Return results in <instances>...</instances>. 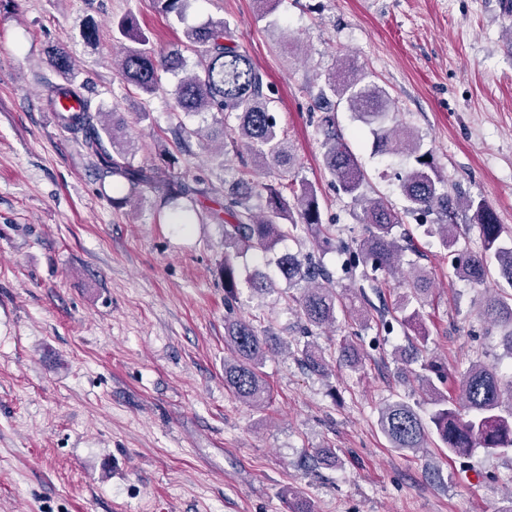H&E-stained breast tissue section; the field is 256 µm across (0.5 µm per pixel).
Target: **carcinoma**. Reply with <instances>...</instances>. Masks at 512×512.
<instances>
[{"instance_id":"cac0c4a2","label":"carcinoma","mask_w":512,"mask_h":512,"mask_svg":"<svg viewBox=\"0 0 512 512\" xmlns=\"http://www.w3.org/2000/svg\"><path fill=\"white\" fill-rule=\"evenodd\" d=\"M159 11L185 24L182 46L194 55L189 63L181 51L158 57L148 47L149 38L140 29L136 17L128 12L112 27V42L119 52L112 58L115 70L125 87L151 96L159 89V70H180L182 77L173 90L176 108L187 114H219L221 120L235 119L225 127L222 153L233 151L239 158L240 174L235 189L224 194V206L210 213L215 224L224 225V261L217 269L224 283V300L229 316L224 323L225 340L233 358L224 360V387L245 404L261 409L271 399L269 386L262 377V366L271 350L268 340L260 337L252 323L234 316L242 285L258 294L275 291V285L264 273L245 263L249 255L273 253L276 245L294 239L301 232L314 235L324 252L335 251L345 256L342 270L354 279L358 266L377 276L392 277L400 272L405 251L412 240L404 228L402 217L382 199L371 198L365 191V176L355 155L342 142L336 129L332 96L345 101L362 123L370 126L373 149L378 154H397L413 159L414 165L398 175L399 188L409 203L406 213L420 219H430L439 228L444 249L455 256L457 275L481 286L497 275L505 286L485 296L481 316L503 331L508 351L512 353V235L506 231L495 211L484 201H469L479 224L482 250L457 249V225L448 223L454 216L456 203L438 173L430 151L410 130L400 132L389 123L396 120L391 111L387 92L376 85L345 75L336 79L331 73L319 97L326 101L319 127L323 136V165L337 180L339 189L351 203L361 208L364 224L360 237L350 241L336 235L331 224L323 222L315 188L290 177L294 157L291 145L278 126L272 109V88L252 58L237 43L234 29L224 19H209L201 24L186 23L189 10L196 0H155ZM49 62L58 82L48 83V106L57 110L58 120L66 130L82 138L93 158L100 181L109 180L115 188H128V193L112 198L121 206L143 192H151L159 200V209L172 210L173 224H190L196 213V196L204 193L176 172L178 158L163 154L162 163L134 165L132 157L137 143L122 123H108L113 112L96 99V93L84 83L76 82L74 55L66 46L48 50ZM73 98L77 112L60 107V99ZM259 168H275L287 181L259 184L253 176ZM259 199L261 206L252 203ZM296 210L300 222H291V210ZM276 264L286 288L283 299L296 303V312L303 321L304 333L329 327L345 293L336 288V279L312 254L303 256L285 253ZM410 294L388 307L372 303L362 284H352L350 292H359L362 305L351 304L349 314L361 329L369 327L368 310L376 312L378 331L391 334L399 325L414 333L410 337L411 351L401 361L410 364L417 359L419 346L428 338L426 324L419 311L408 310L411 299L426 294L432 276L425 269H413L407 279ZM356 340L341 347V357L350 367H358L375 347V340L365 341L361 333ZM304 365L314 372H325L322 352L307 343L301 350ZM414 379L430 392L435 409L429 419H423L405 400H392L381 408L378 426L390 446L400 452L418 453L426 447L431 434H436L448 457L460 461L462 471H469L468 460L478 448L487 451L512 449V384L503 382L498 366L472 362L460 375L459 395L450 399L429 376L416 373Z\"/></svg>"}]
</instances>
